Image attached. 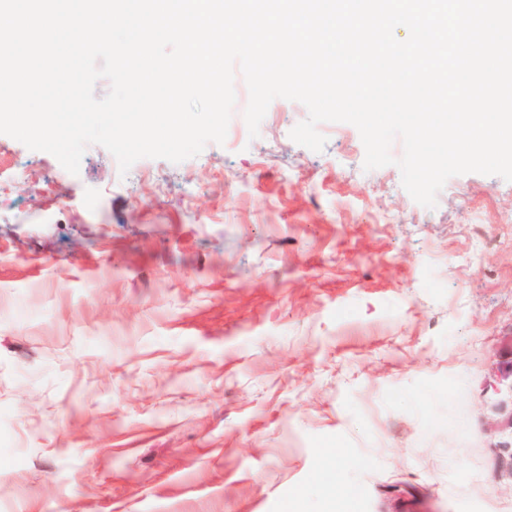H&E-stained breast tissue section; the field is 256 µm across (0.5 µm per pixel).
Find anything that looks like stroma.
Instances as JSON below:
<instances>
[{"mask_svg":"<svg viewBox=\"0 0 512 512\" xmlns=\"http://www.w3.org/2000/svg\"><path fill=\"white\" fill-rule=\"evenodd\" d=\"M307 116L124 175L0 134V512H512V182L427 209Z\"/></svg>","mask_w":512,"mask_h":512,"instance_id":"obj_1","label":"stroma"}]
</instances>
